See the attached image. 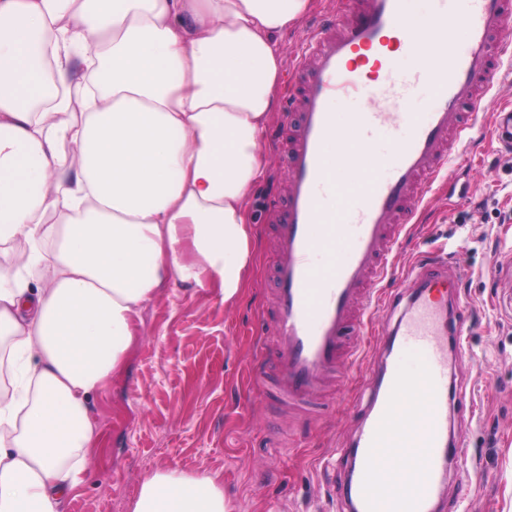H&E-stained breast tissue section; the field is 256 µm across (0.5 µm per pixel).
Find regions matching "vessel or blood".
<instances>
[{"instance_id":"1","label":"vessel or blood","mask_w":512,"mask_h":512,"mask_svg":"<svg viewBox=\"0 0 512 512\" xmlns=\"http://www.w3.org/2000/svg\"><path fill=\"white\" fill-rule=\"evenodd\" d=\"M448 13V52L431 68L401 69L392 49L412 52L407 0H343L307 34L291 74L288 172L282 207L274 214L279 256L272 311L277 371L275 396L308 409L337 371H351L347 332L369 335L376 311L399 310L391 330L374 337L383 356L371 377L367 421L354 441L358 512H434L447 458L462 457L448 442V340L462 338L464 318L449 314L443 289L448 259L437 255L414 267V290H383L406 227L435 183L447 181L455 157L480 130L479 109L512 61V0H454ZM432 94L422 111L407 105L419 86ZM373 97L380 109L363 112L346 139L365 147L367 168L342 209L326 204L344 189L330 159L338 131L335 106ZM502 148L512 147V108L488 127ZM423 385L425 413L399 420L395 407L404 373ZM409 431L401 458L413 461L408 486L386 481L378 466L398 428Z\"/></svg>"}]
</instances>
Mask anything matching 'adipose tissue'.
<instances>
[{
	"label": "adipose tissue",
	"instance_id": "obj_1",
	"mask_svg": "<svg viewBox=\"0 0 512 512\" xmlns=\"http://www.w3.org/2000/svg\"><path fill=\"white\" fill-rule=\"evenodd\" d=\"M310 0H0V512H60L161 288L235 301L275 110V37ZM414 55L445 52L412 13ZM131 512H235L209 475L142 481Z\"/></svg>",
	"mask_w": 512,
	"mask_h": 512
}]
</instances>
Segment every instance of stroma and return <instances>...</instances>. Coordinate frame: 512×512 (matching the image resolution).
Here are the masks:
<instances>
[{
  "mask_svg": "<svg viewBox=\"0 0 512 512\" xmlns=\"http://www.w3.org/2000/svg\"><path fill=\"white\" fill-rule=\"evenodd\" d=\"M336 0H311L281 32L283 66ZM274 112L262 137L265 172L252 189L253 261L239 298L182 283L160 289L135 319L125 369L90 400L99 436L87 477L62 512H130L141 482L158 469L214 476L236 512H343L347 451L365 411L336 390L320 413L295 415L248 384L247 368L268 339L262 315L274 287L272 200L287 159L273 137ZM457 251L455 291L467 304L464 354L452 355L448 380L465 396L448 405V427L467 451L449 460L443 512H455L467 474L477 485L466 512H512V152L476 139L456 161V175L428 196L420 223L397 250V273L442 250Z\"/></svg>",
  "mask_w": 512,
  "mask_h": 512,
  "instance_id": "1",
  "label": "stroma"
}]
</instances>
